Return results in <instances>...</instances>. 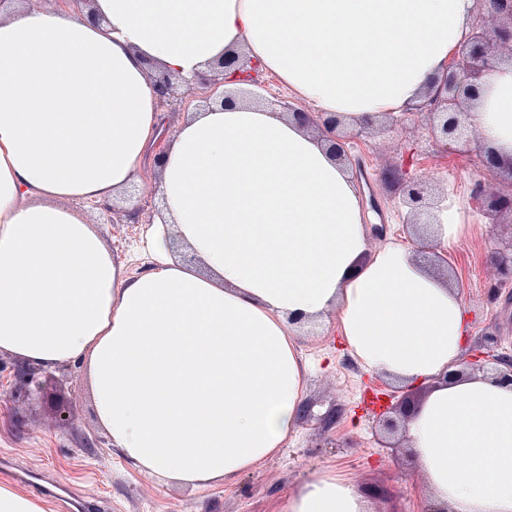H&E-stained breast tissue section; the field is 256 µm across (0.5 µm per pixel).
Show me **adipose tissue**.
I'll list each match as a JSON object with an SVG mask.
<instances>
[{
	"instance_id": "1",
	"label": "adipose tissue",
	"mask_w": 512,
	"mask_h": 512,
	"mask_svg": "<svg viewBox=\"0 0 512 512\" xmlns=\"http://www.w3.org/2000/svg\"><path fill=\"white\" fill-rule=\"evenodd\" d=\"M54 0L0 8V352L88 366L113 448L159 483L230 482L298 429L295 338L336 328L365 371L422 387L404 438L425 501L512 512V384L464 360L456 282L418 257L467 233L454 197L410 244L370 247L359 191L318 134L243 97L188 113L156 165V265L129 276L86 210L121 196L157 139L156 68L191 78L239 52L312 111L357 130L420 101L474 0ZM512 160V63L467 114ZM195 263L182 260V253ZM279 512H374L332 472Z\"/></svg>"
}]
</instances>
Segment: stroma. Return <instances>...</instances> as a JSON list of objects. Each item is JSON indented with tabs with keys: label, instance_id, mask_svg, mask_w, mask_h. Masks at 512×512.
Here are the masks:
<instances>
[{
	"label": "stroma",
	"instance_id": "1",
	"mask_svg": "<svg viewBox=\"0 0 512 512\" xmlns=\"http://www.w3.org/2000/svg\"><path fill=\"white\" fill-rule=\"evenodd\" d=\"M425 112L412 109L400 122L379 120L351 139L361 193L374 199L368 223L382 234L371 246L406 244L410 236L402 223L406 210L401 183L382 180L384 170L431 186L437 197L459 198L473 233L448 250L452 268L472 324L467 350L490 349L512 359V278L490 262L493 251L512 244V214L477 205L476 185L486 192L506 190L488 180L477 143L440 155L429 133ZM158 175L145 169L130 189L136 215H127L121 201L95 206L99 232L112 253L137 276L152 264L149 233L160 205L154 189ZM297 346L304 361L306 407L295 435L280 453L264 460L231 483L202 491L164 486L133 469L112 448L93 410L89 375L84 363L56 369L57 402L36 397L19 380L26 363L0 353V456L19 469L47 471L56 481L87 498L99 500L109 512H277L281 502L309 475L333 471L362 488L378 492L377 512H423L413 464L385 447L377 425V402L371 389L379 376L367 373L350 356L336 331L314 337L303 334ZM335 421H328V414Z\"/></svg>",
	"mask_w": 512,
	"mask_h": 512
}]
</instances>
